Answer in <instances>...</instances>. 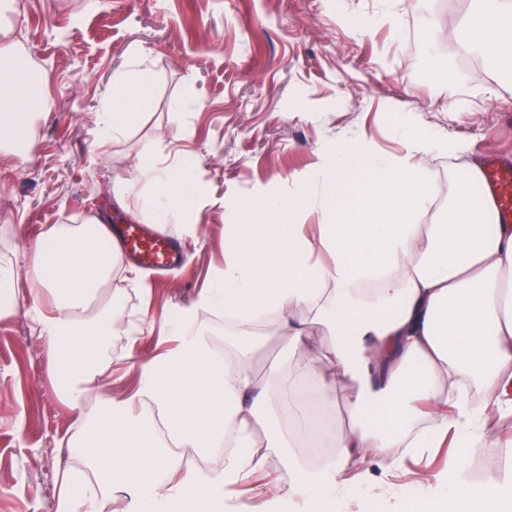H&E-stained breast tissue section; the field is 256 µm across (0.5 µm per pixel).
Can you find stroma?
Returning a JSON list of instances; mask_svg holds the SVG:
<instances>
[{
  "label": "stroma",
  "mask_w": 512,
  "mask_h": 512,
  "mask_svg": "<svg viewBox=\"0 0 512 512\" xmlns=\"http://www.w3.org/2000/svg\"><path fill=\"white\" fill-rule=\"evenodd\" d=\"M21 0L13 32L41 74L47 98L32 158L0 167V258L56 224L106 206L116 182L134 183L149 153L191 162L205 183L189 222L160 226L185 247L182 267L115 281L122 316L190 306L224 269V227L234 202L265 190L282 196L291 175L311 174L339 142L402 154L405 132L466 142L469 157L512 162V67L434 76L426 32L449 33L470 0ZM153 83L149 108L105 152L94 115L115 77L134 61ZM179 123V139L159 138ZM81 423L55 393L28 307L0 319V512H57L58 474L81 469L70 439ZM501 455L491 469L512 512V419L490 429ZM393 481L374 468L346 512H414L424 491L451 488L448 451L401 460Z\"/></svg>",
  "instance_id": "35a3bbf8"
}]
</instances>
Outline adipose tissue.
<instances>
[{
    "instance_id": "adipose-tissue-1",
    "label": "adipose tissue",
    "mask_w": 512,
    "mask_h": 512,
    "mask_svg": "<svg viewBox=\"0 0 512 512\" xmlns=\"http://www.w3.org/2000/svg\"><path fill=\"white\" fill-rule=\"evenodd\" d=\"M470 20L451 33L467 52L512 63V0H471ZM14 49L0 50V126L25 129L26 98L45 97V85L14 77ZM152 100V82L136 67L121 73L101 106L98 146L119 138ZM407 154L363 157L378 184L355 223L337 231L329 205L352 174L351 144L319 154L314 173L292 176L288 197L259 194L239 204V220L224 234V272L214 288L155 320L149 310L119 319L110 288L125 273L123 252L112 237L113 212L136 221L150 214L171 224L203 204L200 177L185 165L162 166L153 155L135 159L141 182L117 184L101 212L79 224L54 226L28 242L0 269V316L28 301L33 329L44 350L55 391L82 424L78 446L98 489L84 493L71 470L62 473L58 512H110L112 493L126 512H344L362 475H347L351 459L383 463L412 449L454 446L465 456L492 418L512 414V224L493 220V201L475 185L479 164L449 176L427 162L429 154H466L465 143L419 132L405 135ZM448 202L438 205L440 178ZM318 213L316 238L300 217ZM24 290H17V281ZM223 311L239 335L215 359L205 330H189L200 314ZM159 325L173 349L140 364L132 396L102 395L86 407L85 394L108 365L113 337L136 346L146 327ZM288 353L305 352L318 338L335 375L321 376L309 363L296 375L261 383L242 356L256 331ZM356 382L347 421L322 423L333 453L319 470L298 454L316 403L295 402L309 379L334 404L337 380ZM164 412L163 428L145 413ZM284 403L292 421L273 434L270 409ZM225 448L228 461L215 472H190L182 452L206 457ZM278 450L286 486L259 485V451ZM419 512H503L495 494L462 487L443 501L420 499Z\"/></svg>"
}]
</instances>
